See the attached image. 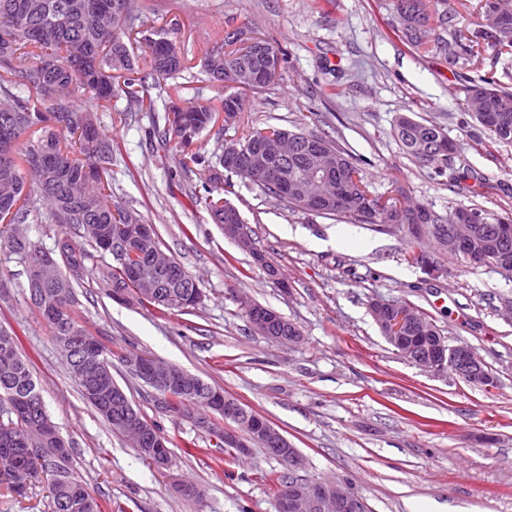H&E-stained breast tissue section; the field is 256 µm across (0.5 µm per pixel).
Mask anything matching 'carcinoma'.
<instances>
[{"label": "carcinoma", "mask_w": 512, "mask_h": 512, "mask_svg": "<svg viewBox=\"0 0 512 512\" xmlns=\"http://www.w3.org/2000/svg\"><path fill=\"white\" fill-rule=\"evenodd\" d=\"M397 18L414 13L410 25L402 27L407 41L418 49L436 52L448 61V68L471 65L481 55L482 43L493 34L482 24L477 30L463 29L459 17L442 8V0H393ZM461 7L485 16L493 9L502 23L512 26V10L500 0L465 2ZM139 0H0V133L8 130L13 145L0 148V214L10 217L0 222V248L19 257L22 263L40 259L56 271L43 284H27L28 292L41 289L52 313H42L56 348L77 342L92 333L76 312L74 282L85 269L89 252L74 244L60 259L29 238L16 233L19 224H57L82 239L94 250L111 256L107 284L135 293L153 288L170 297L167 303L150 298L140 302L160 313L184 312L192 289L180 274L158 266L151 252L129 237L126 226L143 221L141 215L112 199V155L119 146L99 132L95 112L112 106V99L123 98L139 112L156 111L162 96L171 100L165 107V125L160 132L162 148L178 157L180 170L194 174L203 184L207 210L214 223H224V210L234 206L224 200V183L217 166L224 165V148L235 144L257 150L271 137L283 133L298 135L301 145L288 159V179L301 176L302 169L319 164L310 145L336 154L331 172V190L316 206H306L279 184L258 173L240 170L235 175L267 193L288 195L286 205L304 213L348 218L359 224L380 226L390 232L405 231L409 204L396 195L387 198L371 194L361 169L335 140L325 133L304 128L287 130L273 125L249 126L244 121L245 94L259 93L274 84L263 85L236 80L225 84L224 76L240 70V64L258 51L281 57L280 49L267 37L252 36L254 44L241 48L236 32H226L203 53L202 65L209 80L221 88L216 96L201 99L187 107L172 102L179 95V76L191 69V58L178 46L167 25L144 30L139 24ZM485 98V110L474 113L490 142L512 143V90L497 78L471 81ZM235 106L234 120L224 124L229 137L217 151L208 153L198 145L199 135L223 120L228 102ZM394 134L407 154L423 164L448 168L456 147L448 154L425 158L422 143L448 140L444 129L432 121L399 116ZM482 222L471 225L474 244L496 238L502 224L512 217H493L477 207H457ZM418 213L428 224L429 240L439 251L448 252L450 217L422 204ZM112 361V351L99 341L70 366L82 397L113 425L112 390H101L107 409L85 394L78 373L102 360ZM47 418L40 388L34 378L31 358L19 348L14 328L0 324V485L18 497L26 492L16 488L10 472L51 470L56 482L49 487L51 512H102V505L89 493L87 483L75 464L73 449L58 450L60 442L42 436L38 420Z\"/></svg>", "instance_id": "1"}]
</instances>
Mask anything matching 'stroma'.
<instances>
[{
    "label": "stroma",
    "mask_w": 512,
    "mask_h": 512,
    "mask_svg": "<svg viewBox=\"0 0 512 512\" xmlns=\"http://www.w3.org/2000/svg\"><path fill=\"white\" fill-rule=\"evenodd\" d=\"M179 21L178 43L198 53L230 29L248 26L276 40L288 61L268 90L249 95L256 125L326 133L361 165L368 189L400 187L408 202L445 214L465 205L512 216V144L489 145L465 105L476 72L449 69L442 56L410 45L396 29L391 0H143L145 27L158 14ZM341 93L327 94L329 84ZM118 99L97 113L101 133L120 148L112 196L152 224L162 247L198 278L203 302L160 317L104 293L108 260L94 255L77 289L88 329L119 353L161 357L224 389L267 418L297 448L301 478L342 480L372 512H512V277L430 251L434 270L406 258L407 236L348 219L293 211L223 172L224 197L274 263L280 288L248 253L226 239L206 210L195 176L160 148L163 110L127 121ZM440 124L457 147L445 174L406 154L393 126L399 115ZM476 179L453 185L457 171ZM0 323L24 328L46 409L74 450L103 512H275L263 473L285 466L252 448L233 465L185 455L215 437L160 414L155 392L120 358L112 376L134 405L173 440L159 469L141 458L80 396L48 328L29 299L24 265L0 250ZM247 294L296 323V346L254 333L236 301ZM406 299L449 344L465 343L495 383L467 384L423 370L382 337L369 303ZM193 486L198 496L182 495Z\"/></svg>",
    "instance_id": "obj_1"
}]
</instances>
